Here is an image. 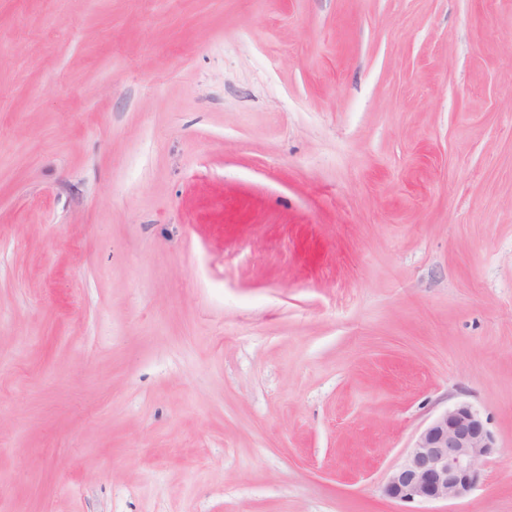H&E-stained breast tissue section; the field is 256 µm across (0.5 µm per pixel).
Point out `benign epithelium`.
<instances>
[{"label":"benign epithelium","mask_w":512,"mask_h":512,"mask_svg":"<svg viewBox=\"0 0 512 512\" xmlns=\"http://www.w3.org/2000/svg\"><path fill=\"white\" fill-rule=\"evenodd\" d=\"M496 448L480 413L458 403L433 418L388 475L384 494L402 503L457 500L478 486Z\"/></svg>","instance_id":"1"}]
</instances>
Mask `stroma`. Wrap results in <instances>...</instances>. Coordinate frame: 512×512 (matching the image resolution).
I'll return each instance as SVG.
<instances>
[{"mask_svg":"<svg viewBox=\"0 0 512 512\" xmlns=\"http://www.w3.org/2000/svg\"><path fill=\"white\" fill-rule=\"evenodd\" d=\"M512 512V0H0V512ZM496 448L480 413L458 403L433 418L388 475L384 494L402 503L457 500L478 486Z\"/></svg>","mask_w":512,"mask_h":512,"instance_id":"1","label":"stroma"}]
</instances>
